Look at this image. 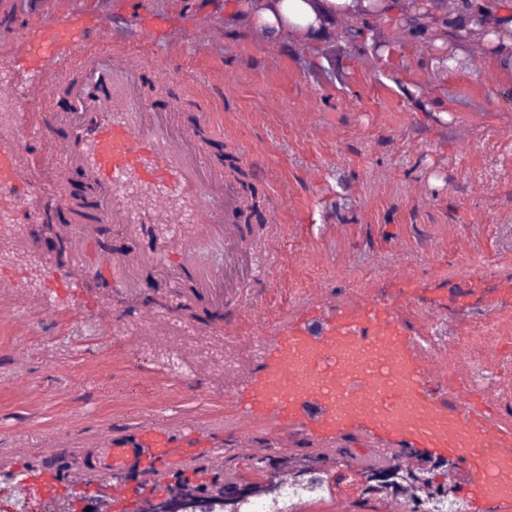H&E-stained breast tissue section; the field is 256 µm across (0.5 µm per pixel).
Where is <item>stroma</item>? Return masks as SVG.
<instances>
[{
    "mask_svg": "<svg viewBox=\"0 0 512 512\" xmlns=\"http://www.w3.org/2000/svg\"><path fill=\"white\" fill-rule=\"evenodd\" d=\"M74 14L91 39L130 50L145 82L166 69L172 94L205 104L214 149L241 158L264 199L269 248L252 262L256 305L236 312L172 304L165 258L148 257L132 303L103 315L106 289L38 294L29 269L1 262L21 279L19 299L0 303V471L81 467L99 441L158 421L193 423L223 448L228 490L335 472L340 447L360 472L359 438L279 440L237 409L265 361L254 338L374 302L427 338L417 359L458 403L481 390L512 424V64L490 43L469 38L446 70L423 40L378 56L350 45L340 16L312 38L269 39L247 0H0L1 104L34 82L19 66L25 34ZM176 325L235 338L240 367L218 382L134 361L135 345L165 348ZM396 463L425 474V492L465 494L452 461L407 448ZM336 483L298 512H401L415 494Z\"/></svg>",
    "mask_w": 512,
    "mask_h": 512,
    "instance_id": "1",
    "label": "stroma"
}]
</instances>
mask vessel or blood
Instances as JSON below:
<instances>
[{"instance_id": "vessel-or-blood-1", "label": "vessel or blood", "mask_w": 512, "mask_h": 512, "mask_svg": "<svg viewBox=\"0 0 512 512\" xmlns=\"http://www.w3.org/2000/svg\"><path fill=\"white\" fill-rule=\"evenodd\" d=\"M25 44L39 88L64 94L69 117L63 140H55L56 113L38 91H25L16 126L0 129L1 206L28 214L58 203L47 181L19 174L12 144L21 134L46 142L33 168L60 170L83 185L86 197L71 214L85 236L102 224L132 236L182 224L179 237L158 242L155 251L183 256L180 280L193 288L210 287L217 277L190 260L202 237L218 232L231 248H254V234L237 220L242 195L212 164L208 141L172 126L179 101L165 111L148 109L137 65L115 62L110 46L88 42L81 15L45 18ZM173 201L183 213L205 214V221L183 224L170 213ZM423 344L387 303L289 326L269 338L266 362L238 417L262 420L274 434L286 428L317 440L363 432L384 457L403 445L453 460L465 475L470 512H512V427L500 423L485 395L460 405L452 390L435 386L417 363ZM199 439L195 426L176 433L154 423L135 427L132 439L104 442L91 459L92 471L106 479L99 512L125 503L139 507L158 493V486L130 483L128 474L164 471L203 452L223 461V449L202 447ZM78 483V476L61 479L51 469L16 471L7 479L14 512H33L40 496Z\"/></svg>"}]
</instances>
